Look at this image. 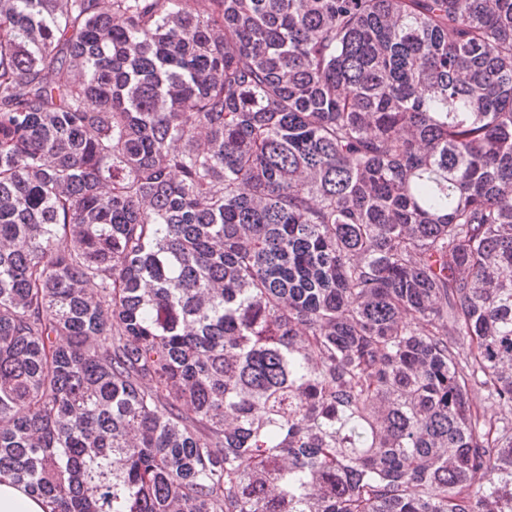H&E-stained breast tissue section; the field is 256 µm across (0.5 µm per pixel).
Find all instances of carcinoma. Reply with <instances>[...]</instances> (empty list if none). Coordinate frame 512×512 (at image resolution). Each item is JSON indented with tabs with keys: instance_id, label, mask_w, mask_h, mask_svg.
<instances>
[{
	"instance_id": "obj_1",
	"label": "carcinoma",
	"mask_w": 512,
	"mask_h": 512,
	"mask_svg": "<svg viewBox=\"0 0 512 512\" xmlns=\"http://www.w3.org/2000/svg\"><path fill=\"white\" fill-rule=\"evenodd\" d=\"M2 477L512 512V0H0Z\"/></svg>"
}]
</instances>
